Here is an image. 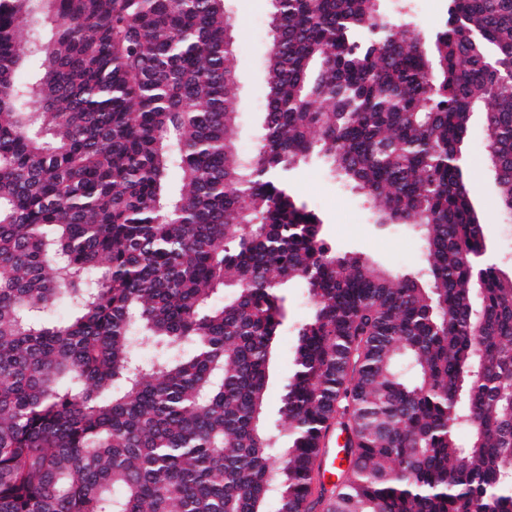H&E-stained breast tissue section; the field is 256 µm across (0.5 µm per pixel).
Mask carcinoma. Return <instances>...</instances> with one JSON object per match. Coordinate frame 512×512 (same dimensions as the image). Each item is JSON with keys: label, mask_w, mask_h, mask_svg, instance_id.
I'll return each instance as SVG.
<instances>
[{"label": "carcinoma", "mask_w": 512, "mask_h": 512, "mask_svg": "<svg viewBox=\"0 0 512 512\" xmlns=\"http://www.w3.org/2000/svg\"><path fill=\"white\" fill-rule=\"evenodd\" d=\"M270 13L246 159L226 0H0V512H512V272L461 149L483 110L512 216V0L430 35L378 0ZM313 158L419 237L416 273L326 243L288 185ZM286 317L281 327L276 352L269 369L266 413L270 421L278 418L281 394L293 370V351L296 329L308 315V299L304 288L292 286L283 292Z\"/></svg>", "instance_id": "carcinoma-1"}]
</instances>
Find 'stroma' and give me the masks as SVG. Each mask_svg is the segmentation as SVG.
Here are the masks:
<instances>
[{
	"label": "stroma",
	"mask_w": 512,
	"mask_h": 512,
	"mask_svg": "<svg viewBox=\"0 0 512 512\" xmlns=\"http://www.w3.org/2000/svg\"><path fill=\"white\" fill-rule=\"evenodd\" d=\"M382 13L395 20L413 22L433 33L447 17L448 0H380ZM234 27L240 109L237 146L251 154L265 110V67L270 46L269 0H227ZM486 129L482 113H474L464 143L468 169L467 188L484 223L487 258L502 268L512 269V220L500 208L497 187L486 157ZM292 193L323 221L322 233L337 253H358L399 273H410L421 264V245L403 225H377L373 207L362 194L333 179L317 162L296 170L290 178ZM286 317L269 369L266 413L276 420L281 394L293 370L296 330L308 315L304 289H285Z\"/></svg>",
	"instance_id": "1"
}]
</instances>
